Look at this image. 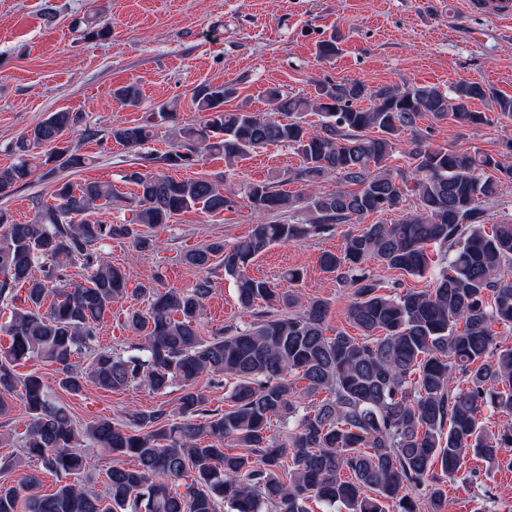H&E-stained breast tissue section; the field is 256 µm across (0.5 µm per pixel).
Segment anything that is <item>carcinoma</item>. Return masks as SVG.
Returning a JSON list of instances; mask_svg holds the SVG:
<instances>
[{"mask_svg": "<svg viewBox=\"0 0 512 512\" xmlns=\"http://www.w3.org/2000/svg\"><path fill=\"white\" fill-rule=\"evenodd\" d=\"M78 29L86 40L111 34L85 17ZM236 93L228 83L196 87L192 104L203 113L197 125H177L174 107L163 104L140 123L112 126V140L130 149L161 133L170 138L167 151L145 158L149 172L126 175L137 186L128 224L92 218L100 203H112L107 181L60 183L58 204H36L25 224L0 208V298L12 303L3 324L10 343L0 348V417L19 398L31 418L23 458L58 478L73 477L51 494L40 493L32 473L1 482L0 512H309L311 500L344 512H388L391 505L421 512L416 490L428 512H442L443 479H453L467 455L512 470V426L490 433L478 421L484 407L512 415V347L497 342V328L512 327V223H486L482 207L499 194L501 178L512 179V165L489 153L435 147L417 133L425 114L481 123L471 104L490 91L468 80L448 94L428 85L318 80L306 94L264 89L267 112L224 108ZM113 96L126 107L141 105L135 84ZM364 99L372 106L358 107ZM309 112L320 116L316 129L304 121ZM81 122L80 114L59 110L24 133L15 161L0 168V198L41 167L52 175L82 164L62 141ZM407 132L409 167H388ZM272 145L300 157L293 180L310 186L334 178L337 188L294 196L273 182L245 184L242 200L258 219L251 235L229 250L212 243L186 252L194 281L185 291L130 290L129 270L98 260L94 247L104 239L125 238L144 252L154 248L150 231L174 216L236 205L220 184L171 172L208 154L232 166ZM409 199L414 205L405 210ZM393 210L397 221L350 232L339 252L320 258L325 271L353 288L346 316L358 337L327 334L325 301L312 298L298 310L292 294L250 275L254 260L276 244ZM300 212L308 219L294 220ZM217 256L241 307L262 301L277 308L206 338L200 319ZM370 259L411 276L436 269L435 285L385 292L364 265ZM76 263L87 275L68 283L63 270ZM131 292L148 294V308L128 312L139 342L137 354L121 356L99 347L97 330ZM27 360L55 366L58 386L73 394L91 383L110 392L140 386L179 396L169 410L160 404L123 421L78 426L42 376L15 371ZM204 376L232 381L224 412L206 409V394L196 388ZM300 389L326 396L304 408ZM274 421L286 429L282 441L269 435ZM226 444L249 452L229 454ZM94 447L136 459L132 468L108 469L103 496L77 478Z\"/></svg>", "mask_w": 512, "mask_h": 512, "instance_id": "carcinoma-1", "label": "carcinoma"}]
</instances>
